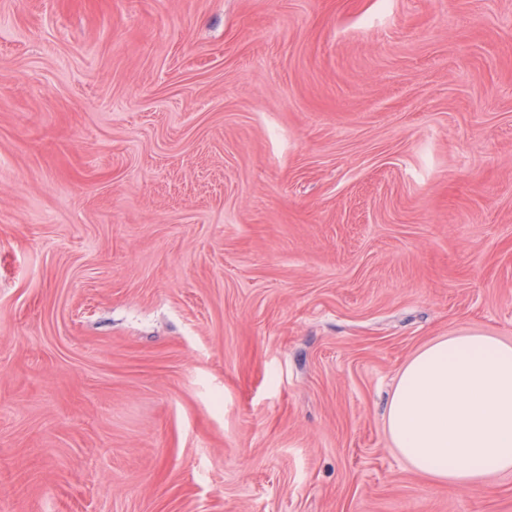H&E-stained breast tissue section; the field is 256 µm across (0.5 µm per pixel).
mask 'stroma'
I'll return each mask as SVG.
<instances>
[{"label":"stroma","mask_w":512,"mask_h":512,"mask_svg":"<svg viewBox=\"0 0 512 512\" xmlns=\"http://www.w3.org/2000/svg\"><path fill=\"white\" fill-rule=\"evenodd\" d=\"M512 343V0H0V512H512L392 445Z\"/></svg>","instance_id":"1"}]
</instances>
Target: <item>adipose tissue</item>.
I'll list each match as a JSON object with an SVG mask.
<instances>
[{
    "label": "adipose tissue",
    "instance_id": "adipose-tissue-1",
    "mask_svg": "<svg viewBox=\"0 0 512 512\" xmlns=\"http://www.w3.org/2000/svg\"><path fill=\"white\" fill-rule=\"evenodd\" d=\"M412 468L456 487L512 470V345L463 330L423 347L385 411Z\"/></svg>",
    "mask_w": 512,
    "mask_h": 512
}]
</instances>
